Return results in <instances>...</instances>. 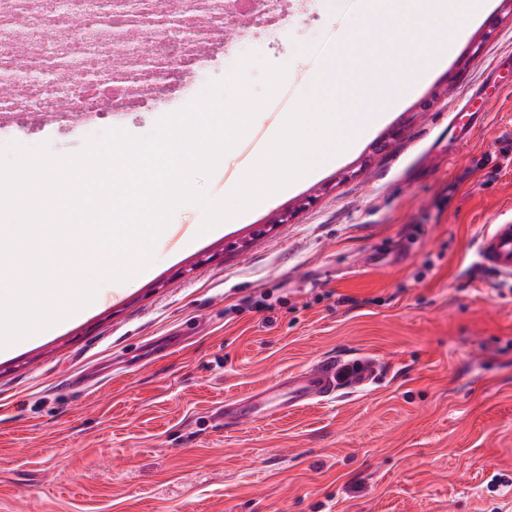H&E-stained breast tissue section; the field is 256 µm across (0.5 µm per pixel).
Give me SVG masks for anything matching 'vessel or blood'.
Returning a JSON list of instances; mask_svg holds the SVG:
<instances>
[{"mask_svg":"<svg viewBox=\"0 0 512 512\" xmlns=\"http://www.w3.org/2000/svg\"><path fill=\"white\" fill-rule=\"evenodd\" d=\"M478 253L486 271L497 277L512 278V223L507 221L491 225L479 243ZM339 388L335 366L320 362L289 374L282 389L272 391L266 402L271 411H292L316 401L330 399ZM253 414V408L237 401L225 403L218 411L219 418L229 425L248 421Z\"/></svg>","mask_w":512,"mask_h":512,"instance_id":"vessel-or-blood-1","label":"vessel or blood"}]
</instances>
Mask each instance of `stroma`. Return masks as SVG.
I'll use <instances>...</instances> for the list:
<instances>
[{
	"label": "stroma",
	"mask_w": 512,
	"mask_h": 512,
	"mask_svg": "<svg viewBox=\"0 0 512 512\" xmlns=\"http://www.w3.org/2000/svg\"><path fill=\"white\" fill-rule=\"evenodd\" d=\"M452 55L359 147L216 234L180 208L156 259L48 333L0 351V512H512V280L476 241L512 221V21L488 0ZM264 58L304 93L346 41L339 103L378 104L406 69L389 48L429 40L398 9L290 0ZM239 19L203 46L210 78L239 61ZM477 101L464 131L450 115ZM80 150L49 125L0 144ZM297 208L288 224H272ZM264 298L255 309L252 301ZM323 360L373 368L334 400L236 427L227 401L264 397Z\"/></svg>",
	"instance_id": "1"
}]
</instances>
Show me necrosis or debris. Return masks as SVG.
<instances>
[{"label":"necrosis or debris","mask_w":512,"mask_h":512,"mask_svg":"<svg viewBox=\"0 0 512 512\" xmlns=\"http://www.w3.org/2000/svg\"><path fill=\"white\" fill-rule=\"evenodd\" d=\"M223 28L224 0H0V127L64 106L100 134L144 83H206L183 61Z\"/></svg>","instance_id":"obj_1"}]
</instances>
